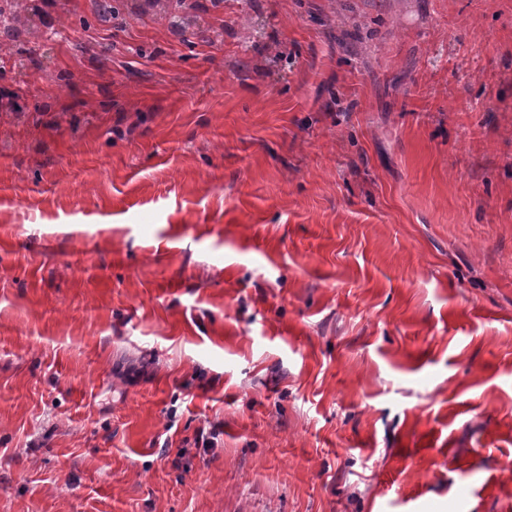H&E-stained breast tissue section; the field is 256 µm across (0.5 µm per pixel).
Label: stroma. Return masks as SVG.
Returning <instances> with one entry per match:
<instances>
[{"label": "stroma", "instance_id": "stroma-1", "mask_svg": "<svg viewBox=\"0 0 512 512\" xmlns=\"http://www.w3.org/2000/svg\"><path fill=\"white\" fill-rule=\"evenodd\" d=\"M186 2L0 75V512H512V0Z\"/></svg>", "mask_w": 512, "mask_h": 512}]
</instances>
